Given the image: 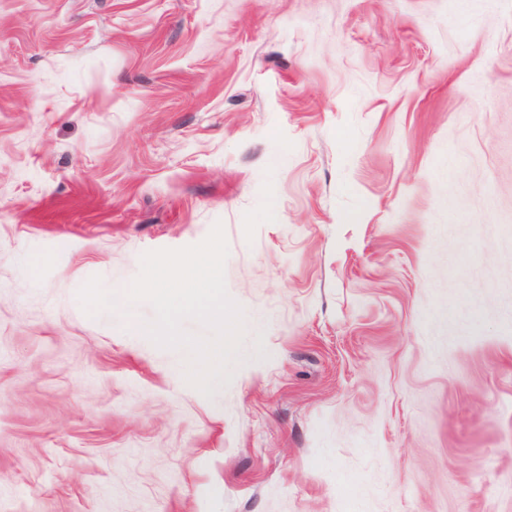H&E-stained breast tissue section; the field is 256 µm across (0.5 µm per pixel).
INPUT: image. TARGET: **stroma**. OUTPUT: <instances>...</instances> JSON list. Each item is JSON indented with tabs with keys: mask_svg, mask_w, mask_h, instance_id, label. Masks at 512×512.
<instances>
[{
	"mask_svg": "<svg viewBox=\"0 0 512 512\" xmlns=\"http://www.w3.org/2000/svg\"><path fill=\"white\" fill-rule=\"evenodd\" d=\"M218 222L208 398L77 292ZM0 512H512V0H0Z\"/></svg>",
	"mask_w": 512,
	"mask_h": 512,
	"instance_id": "obj_1",
	"label": "stroma"
}]
</instances>
